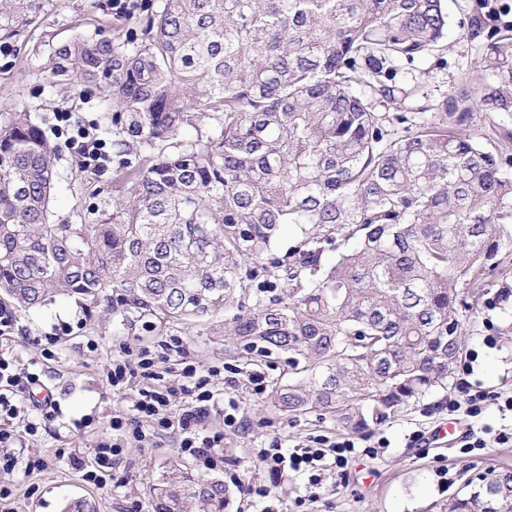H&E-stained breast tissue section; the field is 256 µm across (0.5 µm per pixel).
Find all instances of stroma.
<instances>
[{"label":"stroma","mask_w":512,"mask_h":512,"mask_svg":"<svg viewBox=\"0 0 512 512\" xmlns=\"http://www.w3.org/2000/svg\"><path fill=\"white\" fill-rule=\"evenodd\" d=\"M450 28L443 52L445 66L417 64L406 81L415 93L409 106H432L445 94L467 91L466 73L478 70L479 60L464 29L459 26L472 13L476 0H446ZM133 28L134 18L113 16L102 0H46L37 20L11 39L9 56H0V122L7 121L15 104L27 106L33 119L56 146V190L50 206L54 224H91L111 212L118 198L112 170L85 168L77 149L54 131L55 115L73 113L95 122L100 136L112 137V121L102 109L99 92L56 85L45 79L42 67L47 55L73 36L97 41L111 37L116 26ZM11 341L0 343V355L17 368L36 367L58 402V411L36 435L25 437L13 453L16 465L4 482L11 490L12 512H60L74 497L95 501L97 512H153L149 488L159 482L174 463L194 474H204L198 461L182 456L176 435L131 445L124 451L126 466L117 479L96 488L81 479L74 461L90 458L97 443L111 436L109 420L127 408L143 381L116 394L104 382V371L113 357L124 351L148 348L176 367L166 342L180 337L190 344L193 357L202 366L218 367L211 380L220 404L235 400L243 417L238 431L224 427L222 416L211 415L209 427L224 434V466L221 479L230 483L233 508L248 506L263 512L264 498L247 496L248 485L268 484L281 501L283 512H440L474 471L512 469V446L498 444L495 431L503 423L497 409H489L472 431L488 427L487 447L464 453L460 447H425L424 437L448 420L450 400L463 399L458 380L447 389H436L404 407L394 418L373 430L356 435L359 446L375 445L387 438L389 448L378 456L357 455L346 471L332 475L322 487L310 486L307 474L293 473L270 483L251 451L278 442L288 449L305 444L310 437H341L342 429L314 413L291 418L278 413L266 395L254 394L248 385L250 373L264 375L267 384L288 378V356L276 353L262 362H251L242 348L224 334V317L205 323H168L137 312L120 313L101 306L85 309L78 301L59 300L30 311H17ZM512 309L481 310L468 325L464 355L474 361L468 381L473 388L500 394L512 393ZM65 328L67 335L53 349H46L45 336Z\"/></svg>","instance_id":"obj_1"}]
</instances>
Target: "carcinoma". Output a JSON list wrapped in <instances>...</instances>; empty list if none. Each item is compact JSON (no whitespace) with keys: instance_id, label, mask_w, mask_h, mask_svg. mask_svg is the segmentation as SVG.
<instances>
[{"instance_id":"carcinoma-1","label":"carcinoma","mask_w":512,"mask_h":512,"mask_svg":"<svg viewBox=\"0 0 512 512\" xmlns=\"http://www.w3.org/2000/svg\"><path fill=\"white\" fill-rule=\"evenodd\" d=\"M44 3L0 0V38ZM494 7L467 28L484 110L512 115V0ZM448 26L445 0H158L139 36L57 46L47 75L117 107L120 198L95 224L50 223L54 148L16 105L0 122V292L24 311L57 297L182 323L230 311L224 335L245 352L288 354L278 411L354 432L447 388L466 321L512 303V132L483 147L470 96L399 107L403 70L444 64ZM151 495L154 512L232 497L179 465ZM444 512H512V470L475 473Z\"/></svg>"}]
</instances>
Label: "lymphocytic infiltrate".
<instances>
[{
	"label": "lymphocytic infiltrate",
	"instance_id": "1",
	"mask_svg": "<svg viewBox=\"0 0 512 512\" xmlns=\"http://www.w3.org/2000/svg\"><path fill=\"white\" fill-rule=\"evenodd\" d=\"M59 127L66 131L72 143L77 144L85 167L102 170L111 161L107 142L90 131L89 127L73 123L72 115H57ZM175 351L185 365L178 378L161 382L158 361L150 350H140L135 357L120 356L113 359L106 381L110 390L122 391L134 378L154 381L151 389L140 390L129 411H115L110 425L116 437L102 441L94 450L90 463L79 464L81 478L88 484L103 487L107 475L119 470L123 464V447L129 443L142 444L170 433L177 434V446L182 455L203 460L208 469L224 464V435L209 431L206 422L211 411L219 403L210 390L209 376L199 374L195 363L190 362L187 343L171 340ZM42 382L38 372L15 369L14 365L0 356V472L10 473L14 461L7 456V448L20 443L24 436L35 434L39 428L28 410L27 399L33 396ZM181 399V407H174V399ZM357 455V443L351 439L329 441L314 439L313 443L293 449L279 448L271 444L255 451V457L271 482L281 480L291 472H304L313 486L321 485L326 476L334 471H344Z\"/></svg>",
	"mask_w": 512,
	"mask_h": 512
}]
</instances>
